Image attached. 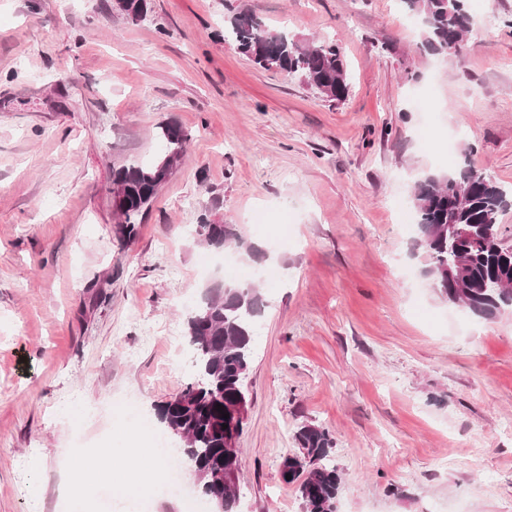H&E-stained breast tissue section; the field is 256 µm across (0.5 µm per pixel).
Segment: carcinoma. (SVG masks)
Segmentation results:
<instances>
[{"mask_svg": "<svg viewBox=\"0 0 512 512\" xmlns=\"http://www.w3.org/2000/svg\"><path fill=\"white\" fill-rule=\"evenodd\" d=\"M403 10L418 19L425 30L423 49L431 55L463 60L467 33L475 22L466 0H400ZM148 0H126L120 12L137 21L146 15ZM225 37L255 66L276 70L289 78H301L325 101L336 106L350 92L348 64L336 43L301 42L284 31L268 29L254 15L239 11L225 25ZM165 143L161 158L149 164L130 165L113 171L112 182L129 188L122 212L125 238L138 234L145 212L171 173L158 174L168 157H184L189 133L175 120L159 126ZM465 163L454 171L429 173L415 182L412 205L416 215L414 247L428 258L426 276L452 304H461L481 317H493L512 309V253L502 249L498 218L512 199V186L475 176ZM469 230L462 248L448 240V225ZM216 250L240 247L243 239L235 224H212L200 216L195 229ZM263 300L250 284L226 283L207 289L187 319V335L196 359L190 382L170 399L156 406L157 418L168 433L186 435L181 452L202 467H224V427H233L239 403L246 398L244 381L250 369L256 318ZM222 410H217V405ZM229 418L222 417V413ZM299 453L282 463L290 482H299L303 512H337L343 488L342 475L331 462L335 447L331 433L304 423L294 432ZM199 487L222 496L223 512H236L239 490L224 488L204 476Z\"/></svg>", "mask_w": 512, "mask_h": 512, "instance_id": "obj_1", "label": "carcinoma"}]
</instances>
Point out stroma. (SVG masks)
<instances>
[{"instance_id": "obj_1", "label": "stroma", "mask_w": 512, "mask_h": 512, "mask_svg": "<svg viewBox=\"0 0 512 512\" xmlns=\"http://www.w3.org/2000/svg\"><path fill=\"white\" fill-rule=\"evenodd\" d=\"M113 3L0 0V512H62L79 440L153 465L125 403L151 416L182 389L171 338L223 281L264 301L238 512H302L280 468L303 423L335 439L338 512H512V310L436 294L411 204L466 159L512 185V0H468L491 24L460 62L400 0H149L135 22ZM241 9L340 44L346 102L237 53ZM170 118L187 156L124 243L112 172L161 156ZM203 214L264 258L201 274Z\"/></svg>"}]
</instances>
